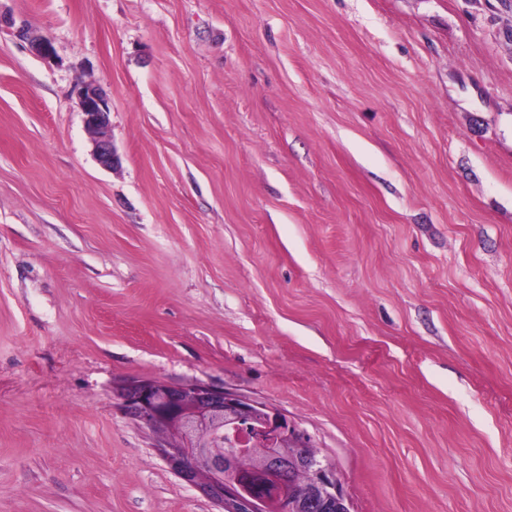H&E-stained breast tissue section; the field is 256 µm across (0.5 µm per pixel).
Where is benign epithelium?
I'll use <instances>...</instances> for the list:
<instances>
[{"instance_id": "obj_1", "label": "benign epithelium", "mask_w": 512, "mask_h": 512, "mask_svg": "<svg viewBox=\"0 0 512 512\" xmlns=\"http://www.w3.org/2000/svg\"><path fill=\"white\" fill-rule=\"evenodd\" d=\"M80 112L94 143L98 162L110 168L115 163L112 141L108 135L109 101L95 82L77 91ZM124 411L144 423L157 436L156 448L166 463L184 481L196 486L220 507L219 512H271L288 502L290 512H300L301 505L289 500L292 492L282 488L272 498L259 496L249 487L251 472H276L307 468L311 491L320 495L323 506L331 512H352L336 471L330 465L306 467L305 449L314 447L311 436L280 410L236 392L203 383L183 386L159 380H141L119 388ZM256 426L260 435L253 443L268 438L277 442L278 452L256 458L249 472L241 473L239 457H224L219 449L223 430L218 423L241 422ZM196 456L192 467L185 459Z\"/></svg>"}]
</instances>
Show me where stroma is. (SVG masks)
<instances>
[{
    "label": "stroma",
    "instance_id": "1",
    "mask_svg": "<svg viewBox=\"0 0 512 512\" xmlns=\"http://www.w3.org/2000/svg\"><path fill=\"white\" fill-rule=\"evenodd\" d=\"M143 379L287 414L353 512H512V0H0V512H217ZM80 112L85 117V125L94 143V152L98 162L106 168H112L115 154L108 135L109 101L102 88L95 82L82 85L77 91Z\"/></svg>",
    "mask_w": 512,
    "mask_h": 512
}]
</instances>
